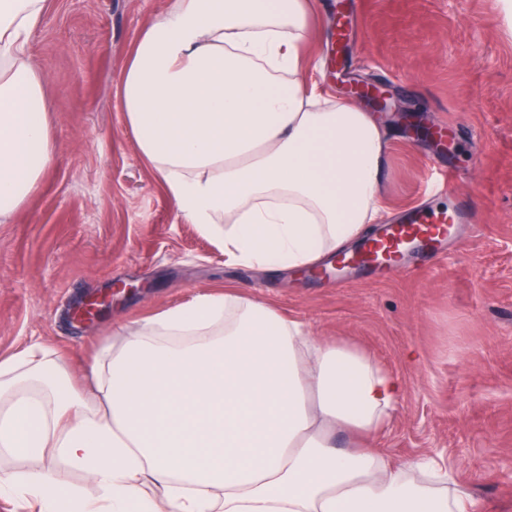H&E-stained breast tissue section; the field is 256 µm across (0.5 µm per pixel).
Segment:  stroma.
Returning <instances> with one entry per match:
<instances>
[{
  "instance_id": "35a3bbf8",
  "label": "stroma",
  "mask_w": 512,
  "mask_h": 512,
  "mask_svg": "<svg viewBox=\"0 0 512 512\" xmlns=\"http://www.w3.org/2000/svg\"><path fill=\"white\" fill-rule=\"evenodd\" d=\"M29 42L48 77L55 164L29 206L0 224V356L40 343L78 381L97 350L133 322L208 291L271 302L314 336L352 343L402 380L389 427L368 445L402 463L452 466L483 512H512V14L503 0H356L347 54L314 0L307 55L323 96L351 80L387 88L425 125L451 130L453 150L391 114L381 194L389 214L421 196L427 164L454 168L478 202L447 262L340 285L224 262L184 223L124 126L118 88L134 47L172 0H47ZM111 293L91 320L74 312Z\"/></svg>"
}]
</instances>
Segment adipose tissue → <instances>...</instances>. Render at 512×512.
I'll return each mask as SVG.
<instances>
[{"label": "adipose tissue", "mask_w": 512, "mask_h": 512, "mask_svg": "<svg viewBox=\"0 0 512 512\" xmlns=\"http://www.w3.org/2000/svg\"><path fill=\"white\" fill-rule=\"evenodd\" d=\"M46 0H0V223L52 169L46 76L29 38ZM311 0H176L146 27L118 96L140 156L227 261L312 266L382 218L387 138L322 108L308 79ZM83 394L48 346L0 357V498L25 512H482L423 459L336 445L390 423L400 379L265 299L202 293L104 347ZM56 458L95 486L61 484Z\"/></svg>", "instance_id": "obj_1"}]
</instances>
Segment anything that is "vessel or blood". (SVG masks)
<instances>
[{"instance_id":"1","label":"vessel or blood","mask_w":512,"mask_h":512,"mask_svg":"<svg viewBox=\"0 0 512 512\" xmlns=\"http://www.w3.org/2000/svg\"><path fill=\"white\" fill-rule=\"evenodd\" d=\"M475 216L476 202L469 193L463 194L459 205L445 213L409 207L396 221L381 224L350 260L357 266L376 262L377 272L382 276L404 269L405 259L412 253L432 266L443 263L448 258L445 244L454 239L457 225L474 224Z\"/></svg>"}]
</instances>
